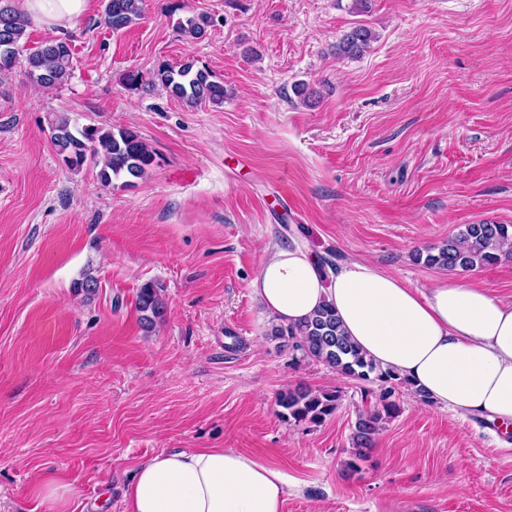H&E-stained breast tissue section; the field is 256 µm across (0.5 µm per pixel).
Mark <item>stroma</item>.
<instances>
[{
  "mask_svg": "<svg viewBox=\"0 0 512 512\" xmlns=\"http://www.w3.org/2000/svg\"><path fill=\"white\" fill-rule=\"evenodd\" d=\"M102 11L89 0L62 32L63 88L0 78V512H44L48 473L73 488L67 512H125L138 464L193 448L275 461L283 512H512V434L402 388L348 474L382 384L272 339L250 288L276 244L422 289L443 271L416 252L512 224V0H146L117 32ZM199 13L213 24L188 40L176 25ZM358 25L369 52L338 55ZM189 60L223 81V104L123 80ZM56 115L132 128L156 163L103 186L63 164ZM87 272L91 296L74 288ZM148 283L166 305L149 330ZM299 384L338 391L337 410L282 417L278 394ZM159 291L153 284H145L137 294L136 310L145 326H152L164 316L166 306Z\"/></svg>",
  "mask_w": 512,
  "mask_h": 512,
  "instance_id": "obj_1",
  "label": "stroma"
}]
</instances>
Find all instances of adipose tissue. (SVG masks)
Returning <instances> with one entry per match:
<instances>
[{"label":"adipose tissue","mask_w":512,"mask_h":512,"mask_svg":"<svg viewBox=\"0 0 512 512\" xmlns=\"http://www.w3.org/2000/svg\"><path fill=\"white\" fill-rule=\"evenodd\" d=\"M87 8L88 0H26L32 20L53 33L74 26ZM251 288L282 324L331 304L354 343L432 404L512 427V300L455 276L410 288L367 260L328 270L309 250L278 246ZM285 495L274 462L195 448L140 463L125 512H283Z\"/></svg>","instance_id":"obj_1"}]
</instances>
